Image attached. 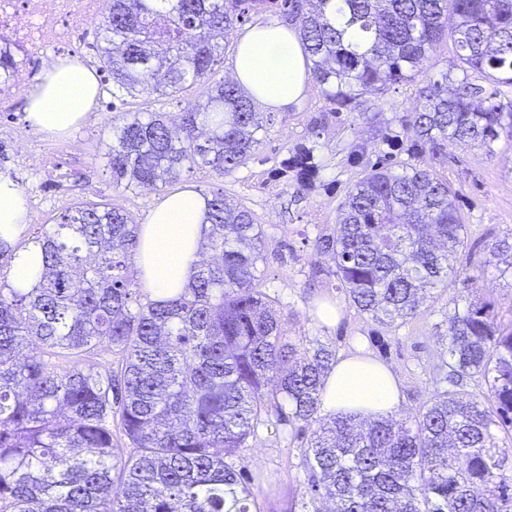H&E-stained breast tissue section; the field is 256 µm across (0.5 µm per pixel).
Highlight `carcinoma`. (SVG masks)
<instances>
[{
	"label": "carcinoma",
	"instance_id": "cac0c4a2",
	"mask_svg": "<svg viewBox=\"0 0 512 512\" xmlns=\"http://www.w3.org/2000/svg\"><path fill=\"white\" fill-rule=\"evenodd\" d=\"M100 70L112 97L204 101L176 123L123 112L105 153L117 189L158 191L183 173L230 176L267 137L250 96L212 80L229 32L268 13L299 27L310 75L335 112L411 83L452 42L453 70L418 91L402 121L413 159L391 153L352 186L331 234L348 303L383 324L416 317L456 276L465 245L456 192L441 172L448 146L512 143V0H104ZM334 7L336 22L326 9ZM16 54L0 46V91ZM487 73L492 84L471 79ZM453 89H448V84ZM298 190L318 177L313 149L285 159ZM204 248L183 294L141 301L128 260L138 225L108 203L82 201L34 237L0 239V270L40 245L37 287L0 282V512H260L229 458L260 429L310 433L300 512H512V322L471 302L448 317L445 381L410 419L318 417L336 352L283 336L278 299L258 289L265 231L250 210L207 197ZM108 343L117 365L93 361ZM485 383L471 396L467 383ZM129 452L113 443L112 420Z\"/></svg>",
	"mask_w": 512,
	"mask_h": 512
}]
</instances>
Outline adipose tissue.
I'll return each mask as SVG.
<instances>
[{"mask_svg": "<svg viewBox=\"0 0 512 512\" xmlns=\"http://www.w3.org/2000/svg\"><path fill=\"white\" fill-rule=\"evenodd\" d=\"M235 80L256 106L277 111L297 104L310 83L308 61L296 30L278 23L252 26L239 39ZM97 78L78 60L50 66L39 90L28 97L26 121L46 136L78 127L97 98ZM204 196L188 186L158 196L140 227L136 254L143 286L152 300L165 303L186 288L208 230ZM27 222V199L17 183L0 173V239L14 242ZM397 377L385 364L355 354L340 358L326 378L321 408L331 415L378 417L397 410Z\"/></svg>", "mask_w": 512, "mask_h": 512, "instance_id": "adipose-tissue-1", "label": "adipose tissue"}]
</instances>
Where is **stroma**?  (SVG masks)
Wrapping results in <instances>:
<instances>
[{
  "label": "stroma",
  "mask_w": 512,
  "mask_h": 512,
  "mask_svg": "<svg viewBox=\"0 0 512 512\" xmlns=\"http://www.w3.org/2000/svg\"><path fill=\"white\" fill-rule=\"evenodd\" d=\"M454 62L451 44H440L415 82L396 84L352 110L335 112L317 84L295 106L261 113L268 133L256 156L233 175L206 169L183 175L181 185L208 193L223 190L233 204L253 211L266 233V259L261 266L263 289L280 300L282 330L290 340L317 338L343 357L363 351L390 366L402 393L397 420L421 410L439 385L448 316L469 302L491 303L502 321L512 320V274L505 272L495 244L512 242V147L497 142L493 151L458 144L448 149L445 172L456 189V205L465 218V246L453 259L457 277L417 317L387 326L352 307L338 287L335 262L315 242L331 233L338 207L366 166L389 145L406 147L403 116L417 104V89L440 78ZM100 92L86 121L69 134L48 137L25 130V141L46 155L41 168L16 162L11 143L0 142V172L8 173L26 196L40 199L39 211L28 214L26 235L83 200L103 201L124 209L134 223H144L155 194L117 191L104 153L112 135V81L97 75ZM200 97L187 92L173 97L125 98V112L151 110L178 120ZM313 149L320 165L316 187L301 194L296 173L283 161L297 148ZM335 300L341 318L335 327L313 316L316 299ZM303 438L292 432L274 436L258 432L233 457L236 469L249 476V488L262 512H289L300 506L306 487L301 467Z\"/></svg>",
  "instance_id": "1"
}]
</instances>
